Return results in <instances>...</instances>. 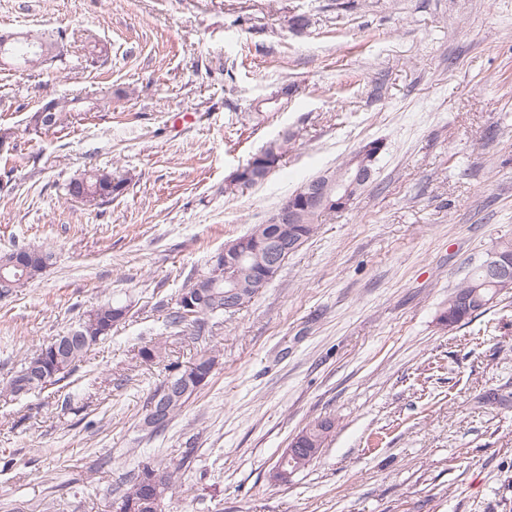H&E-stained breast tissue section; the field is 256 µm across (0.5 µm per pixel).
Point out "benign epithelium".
<instances>
[{
    "mask_svg": "<svg viewBox=\"0 0 512 512\" xmlns=\"http://www.w3.org/2000/svg\"><path fill=\"white\" fill-rule=\"evenodd\" d=\"M383 150V143L372 142L353 154L351 162L336 171L329 170L321 178L307 181L293 196L271 211L264 224L270 230L264 236L247 235L213 256L211 267L224 274V300L226 307L239 309L245 299L236 286L240 261L250 253L260 257L259 266L253 271L255 287L262 288L271 279L272 273L298 244L294 226L304 224L326 206L333 204L336 210L346 209L354 200L355 189L366 185L371 179L377 158ZM277 166L271 158L260 153L249 165L238 169L230 178V184L249 185L259 174L269 175ZM318 449L304 447L303 437L291 441L286 451L288 459L298 465H308Z\"/></svg>",
    "mask_w": 512,
    "mask_h": 512,
    "instance_id": "7a95c632",
    "label": "benign epithelium"
}]
</instances>
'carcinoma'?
<instances>
[{
  "instance_id": "carcinoma-1",
  "label": "carcinoma",
  "mask_w": 512,
  "mask_h": 512,
  "mask_svg": "<svg viewBox=\"0 0 512 512\" xmlns=\"http://www.w3.org/2000/svg\"><path fill=\"white\" fill-rule=\"evenodd\" d=\"M59 39H63V34H58L57 38L52 40L28 33L9 44L6 55L20 66L34 67L47 61L46 52L52 50ZM52 103L55 127L67 124L76 112H90L106 105L102 98L88 97L55 98ZM126 183L127 180L120 175L95 169L71 181L68 185V194L92 207L122 193ZM30 253L35 256V264L28 268H18L13 263L17 251L1 252L0 274L19 282L21 287L39 278V264L51 262L53 255L35 248L30 249ZM200 281L209 284V287L202 289L201 297L194 301V306L179 304V301L186 300L187 296L197 294L196 285ZM511 290L512 280L505 282L488 278L484 264L481 263L473 267L448 294V299L451 300L456 295L464 293L466 302L457 309H447L440 315L439 321L446 325L451 318L453 323L457 324L474 314L483 313L498 295ZM128 312L127 306L108 301L88 313L67 333L41 344L37 354L30 359H24L21 368L11 377V393L20 395L36 389L42 390L46 385L66 378L84 359L87 351L109 336L112 328L124 320ZM226 312L224 276L213 274V269L209 268L197 280L181 289L177 301L168 310L167 323L172 329H179L185 325L193 326L200 335L206 331L210 319ZM163 352L165 347L155 343L142 346L138 350V356L145 363H153L163 357ZM33 365L45 378L44 383L29 384L27 370ZM214 366L215 357L206 354L184 368L174 366V369L178 370L177 378L156 391L147 403L149 407L162 403L167 410L166 420L146 423L150 433L157 434L163 431L168 420L179 414L189 400L208 384ZM333 427L334 421L317 419L303 428L302 433L316 440L317 447L322 449L331 436ZM179 471L180 467L158 459L141 464L136 472L117 487L119 512H162V503L167 493L180 479Z\"/></svg>"
}]
</instances>
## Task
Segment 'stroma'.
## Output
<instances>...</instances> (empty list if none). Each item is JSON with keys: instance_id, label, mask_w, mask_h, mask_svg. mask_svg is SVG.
<instances>
[{"instance_id": "1", "label": "stroma", "mask_w": 512, "mask_h": 512, "mask_svg": "<svg viewBox=\"0 0 512 512\" xmlns=\"http://www.w3.org/2000/svg\"><path fill=\"white\" fill-rule=\"evenodd\" d=\"M0 0V33L65 30L61 57L0 63V252H53L0 298V512H116L140 462L180 466L162 512H512V292L439 316L512 238V0ZM305 14L295 28L291 18ZM290 95H282L283 85ZM103 110L29 130L59 97ZM287 140L262 183L229 186ZM353 203L206 335L167 310L225 243L362 143ZM126 178L95 207L68 184ZM129 307L57 386L14 396L24 358L110 301ZM168 362L141 346L166 336ZM208 385L158 434L149 397L202 354ZM328 443L269 473L311 421ZM334 427V421L330 419H317L310 422L302 431L298 434H305L312 437L316 440L317 446L313 447L312 445L308 448H300L304 447L303 436L297 437L291 441L288 446V450L285 452V456H288L289 460L296 461L299 466L305 465L307 466L313 458L320 452L322 448H324L327 443L329 437L331 436L332 429ZM320 448V449H319ZM319 449V451H318ZM318 452V453H317ZM282 455L279 456L275 465L272 468L271 478L273 481L281 484H288V478L291 476L290 472H293L294 467L291 466L289 460L287 459L282 463V470L286 472L288 476H284L278 472H274L276 466H278Z\"/></svg>"}]
</instances>
